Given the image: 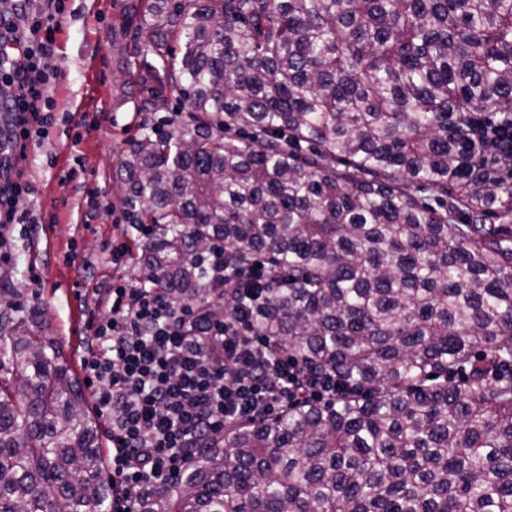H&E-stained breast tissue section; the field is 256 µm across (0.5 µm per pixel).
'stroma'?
<instances>
[{
  "label": "stroma",
  "instance_id": "obj_1",
  "mask_svg": "<svg viewBox=\"0 0 512 512\" xmlns=\"http://www.w3.org/2000/svg\"><path fill=\"white\" fill-rule=\"evenodd\" d=\"M140 0H66L48 61L56 123L30 150L23 178L34 189L20 199L35 221L7 232L10 263L0 264V306L14 304L20 317L36 315L83 376L85 324L97 296L80 270L90 260L102 281L135 278V264L113 262L104 243L136 236L120 203L116 172L144 119L124 89V52L140 41L133 9ZM96 192L99 208L84 199Z\"/></svg>",
  "mask_w": 512,
  "mask_h": 512
}]
</instances>
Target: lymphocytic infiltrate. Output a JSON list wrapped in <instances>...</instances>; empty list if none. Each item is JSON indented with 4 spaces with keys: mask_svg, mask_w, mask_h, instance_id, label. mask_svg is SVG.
<instances>
[{
    "mask_svg": "<svg viewBox=\"0 0 512 512\" xmlns=\"http://www.w3.org/2000/svg\"><path fill=\"white\" fill-rule=\"evenodd\" d=\"M30 2L0 6V48L14 56L0 69V107L27 144L14 156L18 163L54 123L52 79L42 60L54 49L64 7L56 0L51 12H30L29 26L19 29L13 18ZM199 268L206 282L230 288L268 275L262 265L243 273L225 267L218 240L200 252ZM84 277L94 283L105 313L89 320L95 349L83 370L95 410L108 425L113 498L123 512H134L142 495L171 485L225 425L275 417L296 401L331 402L348 391L333 369H307L261 335L254 313H210L223 293L181 303L144 271L112 286L98 282L91 265Z\"/></svg>",
    "mask_w": 512,
    "mask_h": 512,
    "instance_id": "lymphocytic-infiltrate-1",
    "label": "lymphocytic infiltrate"
}]
</instances>
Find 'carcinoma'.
<instances>
[{
    "instance_id": "cac0c4a2",
    "label": "carcinoma",
    "mask_w": 512,
    "mask_h": 512,
    "mask_svg": "<svg viewBox=\"0 0 512 512\" xmlns=\"http://www.w3.org/2000/svg\"><path fill=\"white\" fill-rule=\"evenodd\" d=\"M120 202L180 301L264 257L258 326L355 386L224 429L139 512H512V0H143ZM251 283L224 289V313ZM61 347L0 310V512H109ZM199 268L203 278L208 283L224 284V287L233 288L244 280L264 279L268 272L264 265H257L253 269L238 273L224 266V243L215 240L199 253Z\"/></svg>"
}]
</instances>
